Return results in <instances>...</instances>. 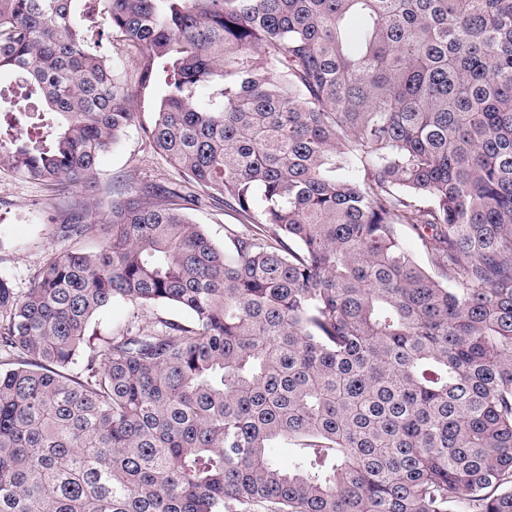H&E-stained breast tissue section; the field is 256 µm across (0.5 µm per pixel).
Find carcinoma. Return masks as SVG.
Instances as JSON below:
<instances>
[{"label": "carcinoma", "instance_id": "carcinoma-1", "mask_svg": "<svg viewBox=\"0 0 512 512\" xmlns=\"http://www.w3.org/2000/svg\"><path fill=\"white\" fill-rule=\"evenodd\" d=\"M2 73L0 169L92 192L135 127L198 191L0 276V512H512V0H0ZM103 44L109 52H112L113 59L116 64L127 72L129 78L132 81L135 80V68L131 58L124 51L121 43L115 38L110 37L109 34L105 33L103 36ZM192 218L196 224H204L212 239L219 245H224V224H239L236 214L230 210L220 208H205L192 211ZM133 319V310L123 303H115L109 309L98 313L88 327V333L98 336L107 335L116 327L128 324ZM164 317L172 320H181L185 318V313L178 307H147L138 312V318L135 319L141 327L150 325L152 321H155V317Z\"/></svg>", "mask_w": 512, "mask_h": 512}]
</instances>
